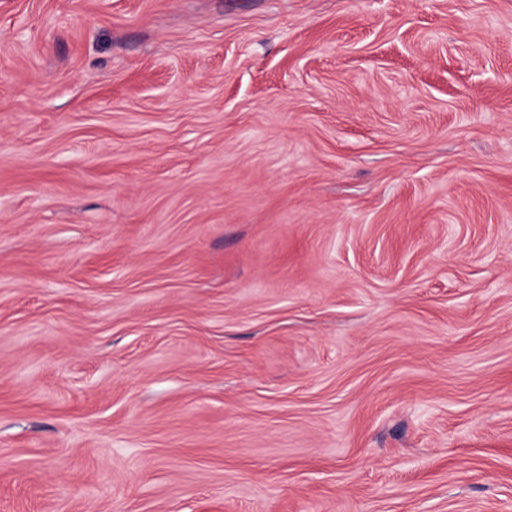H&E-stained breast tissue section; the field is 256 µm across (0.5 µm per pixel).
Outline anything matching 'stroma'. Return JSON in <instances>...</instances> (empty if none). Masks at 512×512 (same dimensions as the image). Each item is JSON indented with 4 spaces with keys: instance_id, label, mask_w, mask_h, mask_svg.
<instances>
[{
    "instance_id": "1",
    "label": "stroma",
    "mask_w": 512,
    "mask_h": 512,
    "mask_svg": "<svg viewBox=\"0 0 512 512\" xmlns=\"http://www.w3.org/2000/svg\"><path fill=\"white\" fill-rule=\"evenodd\" d=\"M0 512H512V0H0Z\"/></svg>"
}]
</instances>
